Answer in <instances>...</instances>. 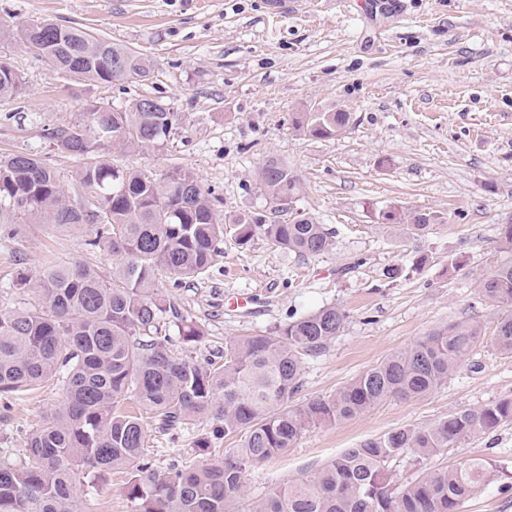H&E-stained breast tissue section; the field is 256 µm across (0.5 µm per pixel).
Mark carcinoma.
<instances>
[{
	"label": "carcinoma",
	"mask_w": 512,
	"mask_h": 512,
	"mask_svg": "<svg viewBox=\"0 0 512 512\" xmlns=\"http://www.w3.org/2000/svg\"><path fill=\"white\" fill-rule=\"evenodd\" d=\"M58 73L113 83L145 81L151 60L85 28L29 21L4 29ZM21 76L0 58V101L22 94ZM351 116L336 110L301 112L295 130L333 139ZM178 121L162 101L139 97L124 107L89 102L65 126L46 129L59 152L77 162L72 190L83 207L66 203L59 173L35 152L0 154V239H13L23 224H53L89 231L86 245L122 257L112 273L87 265H56L37 278L12 283L35 299L0 308V401L8 408L31 389L62 387L63 399L26 446L0 458V512H85L74 493L78 482L97 485L113 470L127 473L126 496L134 512H238L234 504L248 470L290 448L312 427L356 418L388 398L424 396L448 380L483 336L477 322H459L419 338L360 373L335 393L291 406L301 387L303 359L323 351L347 315L323 307L274 334L224 342V352L198 362L169 348L177 336L188 347L203 335L156 285V271L175 276L174 286L210 268L229 234L245 246L261 233L278 249L301 256L324 254L333 231L298 213L265 222L242 212L224 223L215 198L190 172L175 168L158 177L115 166L110 145L163 148ZM258 190L295 198L300 182L288 165L269 160ZM413 234L443 222L435 211L391 206L379 213ZM500 249L510 254L478 284L488 302L507 308L494 330L497 349L512 354V224L501 226ZM132 400L152 415L162 432L200 421L212 437L196 441L205 464L155 468L143 416L129 413ZM512 421V397L478 409L448 413L425 427H398L348 448L311 475L253 502L248 512H459L475 492L494 482V461L423 469L398 481L387 463L413 454L439 453L477 433ZM238 437L239 446L211 447V438Z\"/></svg>",
	"instance_id": "carcinoma-1"
}]
</instances>
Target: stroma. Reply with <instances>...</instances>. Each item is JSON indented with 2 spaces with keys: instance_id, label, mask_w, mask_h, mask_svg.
<instances>
[{
  "instance_id": "obj_1",
  "label": "stroma",
  "mask_w": 512,
  "mask_h": 512,
  "mask_svg": "<svg viewBox=\"0 0 512 512\" xmlns=\"http://www.w3.org/2000/svg\"><path fill=\"white\" fill-rule=\"evenodd\" d=\"M48 21L91 29L153 63L150 80L100 84L54 72L15 39L0 37V56L24 82L20 99L0 102V153L48 157L61 177L72 158L44 138L68 124L84 102L117 107L150 96L170 103L179 121L164 148L109 152L112 163L161 175L191 171L218 199L221 214L248 209L272 221L255 178L270 159L298 176L292 210L333 228L330 249L303 257L255 235L247 246L225 238L213 267L173 287L178 310L204 334L198 361L225 339L277 330L324 307L342 309L343 331L306 357L295 403L326 396L390 354L448 324L476 321L485 330L456 371L433 392L389 399L365 414L306 431L284 454L251 468L247 501L321 468L343 450L401 426L424 427L448 412L512 396V355L494 344L503 310L478 294V282L504 260L500 228L512 222V0H0V22ZM350 113L336 138L295 131L296 113ZM437 211L445 223L420 235L382 223L391 206ZM291 210V211H292ZM86 235L29 224L0 243V307L20 296L18 273L40 276L52 265L111 271L119 258L93 251ZM250 296L231 312L226 298ZM62 399L34 390L0 408V453L24 447L28 434ZM200 422L184 431L148 429L156 468L194 464V446L210 436ZM487 457L503 467L494 483L459 512H512V422L418 460L389 462L398 479L425 468ZM116 471L100 490L79 486L94 512H132Z\"/></svg>"
}]
</instances>
